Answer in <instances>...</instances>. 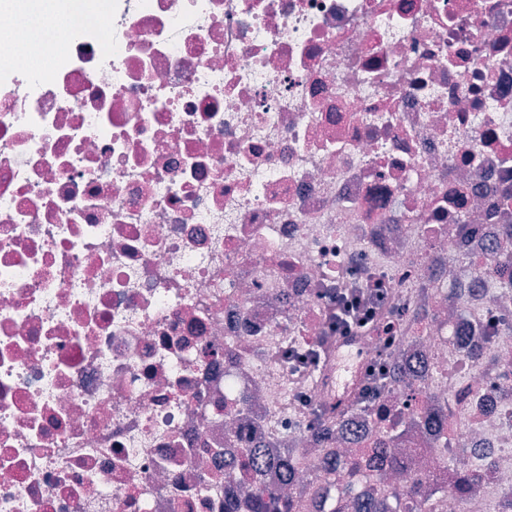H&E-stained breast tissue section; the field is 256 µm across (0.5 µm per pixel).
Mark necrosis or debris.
Here are the masks:
<instances>
[{
	"mask_svg": "<svg viewBox=\"0 0 512 512\" xmlns=\"http://www.w3.org/2000/svg\"><path fill=\"white\" fill-rule=\"evenodd\" d=\"M22 36L0 0V512H224V447L284 439L309 512L348 482L319 429L367 397L442 406L405 486L512 512V0H106ZM382 314L321 361L326 301ZM428 289L452 315L407 332ZM448 468L454 470L457 478L454 490L458 493H464L468 489L474 494L476 487L473 486L476 480V474L473 472L477 465L461 455L448 457Z\"/></svg>",
	"mask_w": 512,
	"mask_h": 512,
	"instance_id": "obj_1",
	"label": "necrosis or debris"
}]
</instances>
